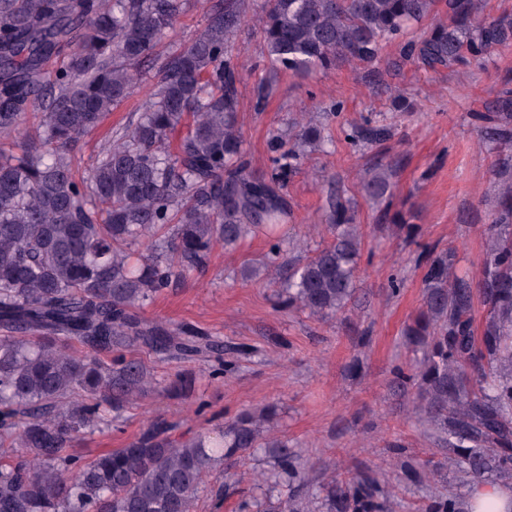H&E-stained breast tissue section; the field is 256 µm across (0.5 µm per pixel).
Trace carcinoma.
Returning <instances> with one entry per match:
<instances>
[{"label":"carcinoma","instance_id":"obj_1","mask_svg":"<svg viewBox=\"0 0 512 512\" xmlns=\"http://www.w3.org/2000/svg\"><path fill=\"white\" fill-rule=\"evenodd\" d=\"M183 0H0V132L42 104L36 134L0 150V512H195L204 477L225 460L262 450L272 469L256 488L268 497L303 476L288 442L263 435L270 405L245 411L215 433L188 439L153 424L92 460L69 444L145 394L153 384L133 346L174 359L214 358L224 343L189 326L144 321L140 309L174 280L202 268L217 245L233 249L264 233L265 269L281 303L311 316L344 311L356 288L363 234L352 199H330L331 241L282 270L288 219L281 190L322 127L300 126L291 143L269 140V180L241 162L239 76L231 43L241 0H224L206 31L172 54L139 120L115 134L90 177L76 179L70 151L129 94L131 67L152 56ZM485 0H265L258 26L271 64L298 78L343 65L375 66L383 45L406 61L450 69L512 43V15L484 16ZM428 23L403 40L412 24ZM71 47L45 99L43 63ZM187 114L193 124L170 138ZM485 134L512 143V88H502ZM390 133L366 118L347 139L382 150ZM501 194L478 283L453 272L446 250L423 253L424 309L404 335L422 350L412 374L421 409L461 450L475 478L512 474V181ZM393 169L378 163L360 184L383 201L384 222L411 235L412 211L390 212ZM488 317L472 330L473 288ZM83 350L74 352L69 343ZM26 459L14 461L16 452ZM379 488L360 478L332 493L329 512H373Z\"/></svg>","mask_w":512,"mask_h":512}]
</instances>
